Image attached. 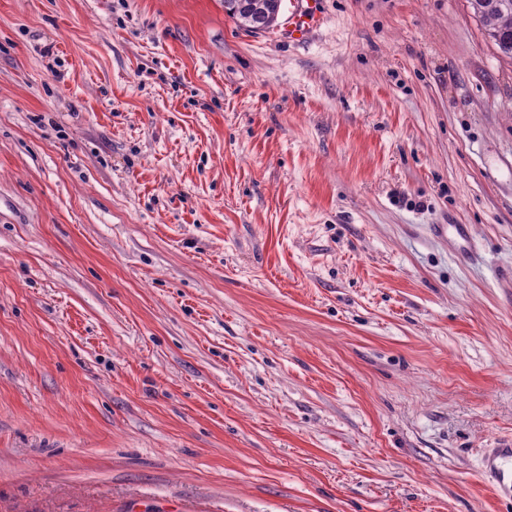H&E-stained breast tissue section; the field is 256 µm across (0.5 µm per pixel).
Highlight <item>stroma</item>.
I'll use <instances>...</instances> for the list:
<instances>
[{
    "label": "stroma",
    "instance_id": "1",
    "mask_svg": "<svg viewBox=\"0 0 512 512\" xmlns=\"http://www.w3.org/2000/svg\"><path fill=\"white\" fill-rule=\"evenodd\" d=\"M319 9L0 0V512H512V60ZM282 0H224V12L239 26L262 31L273 27L281 11ZM311 1L317 0H292L293 5L291 15L289 16L288 25L290 29V38L301 41L305 39L311 32V29L317 24L318 20L313 11V7L309 6ZM503 448H490L483 458L482 472L496 488L512 491V448L509 444Z\"/></svg>",
    "mask_w": 512,
    "mask_h": 512
}]
</instances>
